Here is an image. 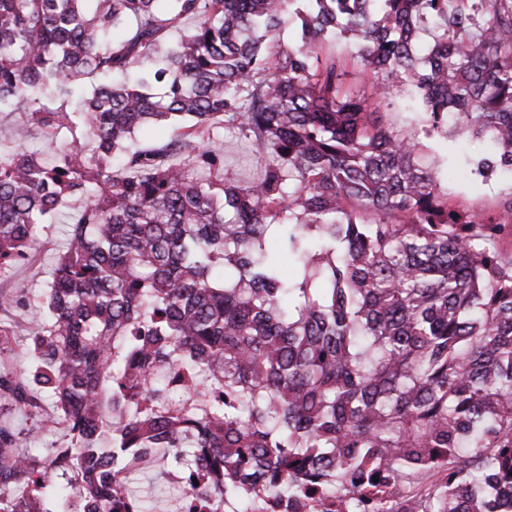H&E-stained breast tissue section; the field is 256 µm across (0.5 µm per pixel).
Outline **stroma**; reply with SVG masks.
<instances>
[{"mask_svg": "<svg viewBox=\"0 0 512 512\" xmlns=\"http://www.w3.org/2000/svg\"><path fill=\"white\" fill-rule=\"evenodd\" d=\"M376 108L383 121L395 130L421 136L423 116L416 110L407 89L394 90L389 98L379 101ZM0 126L8 127L11 131L10 138L0 142V148L7 150L24 145L39 149L48 156L56 151L55 142L29 124L22 114H1ZM423 144L425 161L444 170L440 189L455 208L491 214L495 211L496 202L512 193V176L495 174L484 178L465 167V158L487 153L485 142L467 137L448 140L435 137L424 138ZM219 147L224 159L225 177L243 184L257 180L260 166L248 140L240 136L237 130L225 129ZM79 208V202H71L55 223L46 225L26 262L0 271V295L12 299L10 305H0V326L9 327L11 335L8 349L0 351V361L23 369L29 368L28 343L38 328L32 309L42 305L45 300V289L53 277L56 262L66 246L69 227ZM173 471L172 465L157 461L129 476L127 484L132 493L140 498L165 495L166 512H177V500L170 494V475Z\"/></svg>", "mask_w": 512, "mask_h": 512, "instance_id": "stroma-1", "label": "stroma"}]
</instances>
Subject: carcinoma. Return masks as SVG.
I'll return each instance as SVG.
<instances>
[{
	"instance_id": "cac0c4a2",
	"label": "carcinoma",
	"mask_w": 512,
	"mask_h": 512,
	"mask_svg": "<svg viewBox=\"0 0 512 512\" xmlns=\"http://www.w3.org/2000/svg\"><path fill=\"white\" fill-rule=\"evenodd\" d=\"M158 2L0 0V112L89 138L0 151V269L81 202L33 371L0 367V512H147L111 475L161 449L220 512H512V195L454 209L324 52L350 36L371 97L411 87L427 134L451 114L493 147L479 175L512 172V0ZM226 123L263 161L249 185ZM148 125L172 132L129 149ZM175 368L201 404L152 388ZM61 419L47 468L31 442ZM224 159V177L242 184L257 180L260 165L251 153L249 142L233 128H225L219 142Z\"/></svg>"
}]
</instances>
